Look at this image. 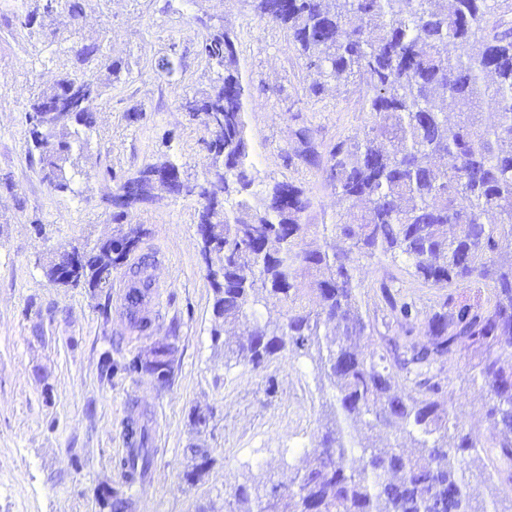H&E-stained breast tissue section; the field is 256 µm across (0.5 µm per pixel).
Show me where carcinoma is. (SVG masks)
<instances>
[{"label":"carcinoma","instance_id":"cac0c4a2","mask_svg":"<svg viewBox=\"0 0 512 512\" xmlns=\"http://www.w3.org/2000/svg\"><path fill=\"white\" fill-rule=\"evenodd\" d=\"M65 2L72 17L83 0H43L52 14ZM259 19L288 29L312 79L308 96L330 82L362 91L363 128L321 153L316 130L302 124L288 165L320 170L339 210L323 231L348 242L302 247V224L312 199L291 181L261 175L248 131L250 92L238 68L236 37L206 20L197 55L216 73L209 89L185 97L186 112L208 135L212 165L193 180L200 202L197 223L209 225L213 244L202 249L214 307L225 324L247 326L246 340L224 338V355L265 367L288 352L316 355L321 379L334 390L326 404L320 451L288 483L261 495L239 484L241 504H268L272 512H499L476 505L468 477L480 463L495 486L512 480V0H247ZM81 68L62 73L34 95L26 118L29 155H38L43 179L60 193L73 191L65 164L78 169L94 126L89 103L100 95L90 74L105 65L113 76L122 62L97 40L74 49ZM177 45L157 71L172 78ZM494 117L486 121L483 115ZM163 171L172 178L160 176ZM188 179L170 156L138 170L119 187L124 203L112 221L156 204L160 189L181 196ZM128 233L73 248L82 271L74 278L55 266L49 279L68 288L104 289L100 263L112 268L128 254ZM402 260L421 284L442 291L429 310L395 288L376 282L385 333L362 351L353 339L373 336L375 325L359 304V259L376 254ZM125 302L130 323L145 333L142 315L149 276ZM485 288L473 302L461 288ZM284 303L280 318L262 320L257 308L271 297ZM173 348L152 350V360L130 359L125 369L168 384ZM469 359L472 381L486 399L485 427H462L448 406L445 370ZM381 429L405 434L418 454L400 444L370 442ZM126 434L135 454L130 474L151 464L146 428L133 419Z\"/></svg>","mask_w":512,"mask_h":512}]
</instances>
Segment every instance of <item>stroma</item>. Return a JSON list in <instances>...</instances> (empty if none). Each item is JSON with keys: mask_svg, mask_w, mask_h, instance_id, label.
<instances>
[{"mask_svg": "<svg viewBox=\"0 0 512 512\" xmlns=\"http://www.w3.org/2000/svg\"><path fill=\"white\" fill-rule=\"evenodd\" d=\"M36 0H0V512H111L106 498L119 492L127 512H240L235 485L256 477L287 481L318 446L322 388L314 361L288 353L255 370L224 360L214 289L196 232L199 204L164 197L130 214L143 231L138 252L113 271L110 288H61L46 277L52 256L116 236L103 200L137 170L163 155L174 157L190 178L201 177L210 156L205 132L185 112L184 96L208 89L212 70L196 54L203 19L237 36V57L252 102L248 124L254 160L262 175L302 185L312 199L303 217L307 245L323 242L336 198L320 171L287 165L295 145L293 114L329 144L363 128L355 85H328L308 98L310 81L286 29L265 23L244 0H85V14L67 11L20 29ZM101 41L121 60L118 78L105 70L102 94L92 104L87 169L74 193L49 188L26 150V104L57 75L73 67V46ZM178 46L181 69L161 76L155 63ZM139 108V120L129 117ZM163 288L152 326L130 328L119 295L141 255ZM364 314L380 316L373 282L393 279L433 306L439 292L418 287L402 261L361 259ZM175 347L169 385L148 374H128L123 364L161 344ZM111 358L113 370L103 373ZM451 403L464 426H480L484 399L465 362L448 374ZM208 417L205 427L194 413ZM145 423L155 453L151 481L127 489L120 474L124 425L129 414Z\"/></svg>", "mask_w": 512, "mask_h": 512, "instance_id": "1", "label": "stroma"}]
</instances>
